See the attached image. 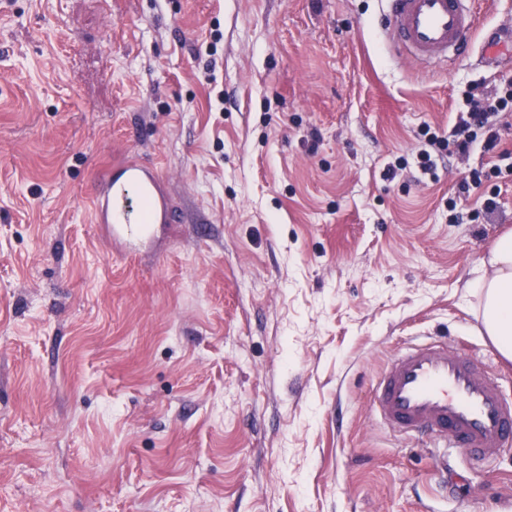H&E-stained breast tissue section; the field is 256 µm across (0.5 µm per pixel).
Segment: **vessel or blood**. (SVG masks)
<instances>
[{
    "label": "vessel or blood",
    "instance_id": "obj_1",
    "mask_svg": "<svg viewBox=\"0 0 512 512\" xmlns=\"http://www.w3.org/2000/svg\"><path fill=\"white\" fill-rule=\"evenodd\" d=\"M383 28L404 62L465 57L475 28L469 0H384ZM114 249L136 254L171 221L156 172L129 159L104 170L92 201ZM373 410L391 430L434 448H457L473 465L512 443V402L476 357L435 341L397 352L374 386Z\"/></svg>",
    "mask_w": 512,
    "mask_h": 512
}]
</instances>
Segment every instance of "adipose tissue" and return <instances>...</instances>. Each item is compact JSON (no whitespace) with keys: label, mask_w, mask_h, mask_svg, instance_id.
Returning a JSON list of instances; mask_svg holds the SVG:
<instances>
[{"label":"adipose tissue","mask_w":512,"mask_h":512,"mask_svg":"<svg viewBox=\"0 0 512 512\" xmlns=\"http://www.w3.org/2000/svg\"><path fill=\"white\" fill-rule=\"evenodd\" d=\"M470 288L477 299L481 333L503 360L512 362V232L491 247Z\"/></svg>","instance_id":"ef3b65f1"}]
</instances>
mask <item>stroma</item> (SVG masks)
<instances>
[{"label":"stroma","instance_id":"35a3bbf8","mask_svg":"<svg viewBox=\"0 0 512 512\" xmlns=\"http://www.w3.org/2000/svg\"><path fill=\"white\" fill-rule=\"evenodd\" d=\"M477 39L512 0H473ZM383 0H0V512H512L479 470L385 429L388 360L435 335L512 364L468 290L512 175L448 200L436 152L492 65L399 61ZM135 157L176 209L125 258L91 220ZM495 201L487 209V201Z\"/></svg>","mask_w":512,"mask_h":512}]
</instances>
